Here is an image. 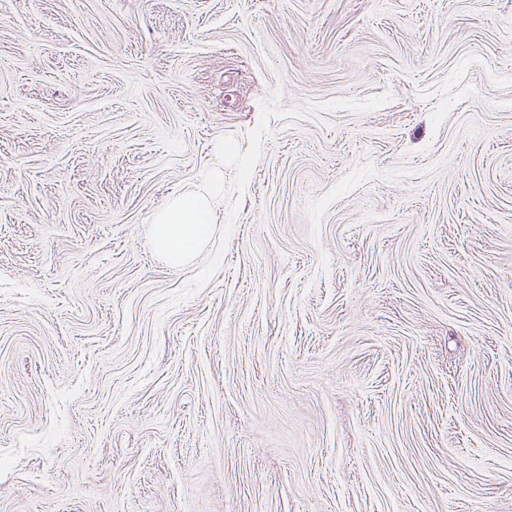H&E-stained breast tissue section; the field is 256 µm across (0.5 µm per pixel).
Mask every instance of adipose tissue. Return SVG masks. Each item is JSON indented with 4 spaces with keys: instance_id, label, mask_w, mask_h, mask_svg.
Returning a JSON list of instances; mask_svg holds the SVG:
<instances>
[{
    "instance_id": "1",
    "label": "adipose tissue",
    "mask_w": 512,
    "mask_h": 512,
    "mask_svg": "<svg viewBox=\"0 0 512 512\" xmlns=\"http://www.w3.org/2000/svg\"><path fill=\"white\" fill-rule=\"evenodd\" d=\"M210 222L208 196L189 194L174 198L156 215V246L173 263H181L205 240Z\"/></svg>"
}]
</instances>
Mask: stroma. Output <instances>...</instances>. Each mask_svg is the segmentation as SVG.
Returning a JSON list of instances; mask_svg holds the SVG:
<instances>
[{
    "label": "stroma",
    "instance_id": "35a3bbf8",
    "mask_svg": "<svg viewBox=\"0 0 512 512\" xmlns=\"http://www.w3.org/2000/svg\"><path fill=\"white\" fill-rule=\"evenodd\" d=\"M0 512H512V0H0ZM210 222L207 195L189 194L174 198L156 215V246L175 264L194 253L205 240Z\"/></svg>",
    "mask_w": 512,
    "mask_h": 512
}]
</instances>
